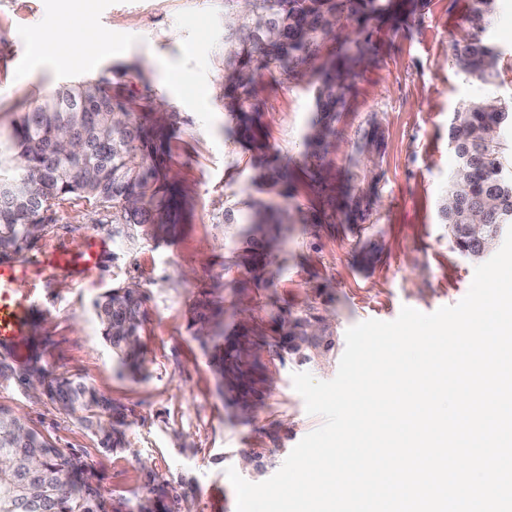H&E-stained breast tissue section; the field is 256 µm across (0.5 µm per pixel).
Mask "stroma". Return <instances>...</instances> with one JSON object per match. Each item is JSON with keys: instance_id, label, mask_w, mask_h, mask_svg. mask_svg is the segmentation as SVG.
I'll list each match as a JSON object with an SVG mask.
<instances>
[{"instance_id": "1", "label": "stroma", "mask_w": 512, "mask_h": 512, "mask_svg": "<svg viewBox=\"0 0 512 512\" xmlns=\"http://www.w3.org/2000/svg\"><path fill=\"white\" fill-rule=\"evenodd\" d=\"M471 0H430L410 30L390 26L374 34L377 52L355 70L327 157L325 184L295 173L289 206L304 216L271 257L270 286L232 272L246 283L242 300L264 321L269 300L286 318L322 317L324 332L299 353H264L276 378L265 407L247 422L230 420L216 393L209 359L188 327L189 309L205 286L223 279L225 206L251 191L247 154L224 134V0H0V131H9L30 102L59 85L96 78L126 66V84L150 92L154 102L187 122L171 144L172 169L186 203L175 237H144L110 248L82 283L58 274L32 291L37 304L26 349L5 358L16 370L0 380V405L28 427L84 459V480L100 487L106 512H126L149 498L143 472L155 485L184 487L191 512H236V493L226 470L258 483L274 475L299 441L323 423L307 414L292 373L333 379L345 349L346 330L360 322L394 320L402 306L431 313L457 304L468 292L476 263L455 247L439 213L455 165L448 130L462 104L488 96L512 102V0H497V20L486 40L504 52L499 75L485 84L451 61L452 43L468 31ZM73 23L68 39L96 29L111 39L95 59L75 66L42 58L28 38L39 28L57 35L64 10ZM267 142L273 153L299 161L314 111L311 83L262 77ZM379 118L385 138L377 171V199L361 224H315L313 215L344 202L346 173L356 132ZM110 211L69 197L55 206L47 231L28 245L32 257L50 246L77 248L92 233L107 235ZM138 282L147 295L141 369L118 375L116 357L103 336L92 303L112 286ZM82 377L87 385L131 411L125 447H99L78 415L47 397L33 396L18 379L32 365ZM263 453L261 467L246 470L242 455Z\"/></svg>"}]
</instances>
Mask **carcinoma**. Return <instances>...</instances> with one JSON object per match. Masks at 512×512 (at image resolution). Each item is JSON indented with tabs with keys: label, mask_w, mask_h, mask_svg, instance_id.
<instances>
[{
	"label": "carcinoma",
	"mask_w": 512,
	"mask_h": 512,
	"mask_svg": "<svg viewBox=\"0 0 512 512\" xmlns=\"http://www.w3.org/2000/svg\"><path fill=\"white\" fill-rule=\"evenodd\" d=\"M497 0H473L467 17L472 37L453 43L452 60L467 76L491 83L501 51L479 37L490 25ZM427 0H224V133L250 154L251 184L278 188L287 199L294 186L290 161L269 154L264 140L259 89L263 72L294 80L317 74L315 118L304 137V176L323 179L322 151L335 132L336 118L355 67L372 52L374 29L407 27ZM350 28L344 56L315 64L317 48L329 33ZM125 68L111 75L64 85L21 113L11 130L0 133V254H20L48 227L47 212L70 194L112 210V242L122 246L141 235L156 238L176 224L180 188L170 165V143L186 122L181 114L124 93ZM512 107L495 96L453 112L449 144L456 165L439 211L457 249L479 260L512 226ZM367 162L376 168L384 142L373 118L360 133ZM350 218L367 210L371 190L355 177ZM294 216L271 201H249L245 209L224 207V224L235 228L224 256V271L265 276L266 249L282 243ZM479 224L476 230L472 225ZM210 292L193 307L190 329L209 355L216 392L231 395L237 416L264 406L270 389L258 343L241 326L230 338L224 326V301ZM147 296L137 283L114 288L94 302L104 339L119 358V374L139 370L141 328ZM279 336L271 348L297 351L321 335L322 318L309 315L287 322L270 314ZM62 410L90 413L88 423L101 448L124 447L111 419L128 417L126 408L78 379L33 367L23 378ZM86 463L52 445L19 417L0 407V512H104L100 490L81 475Z\"/></svg>",
	"instance_id": "carcinoma-1"
}]
</instances>
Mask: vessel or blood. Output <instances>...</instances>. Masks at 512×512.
<instances>
[{"label":"vessel or blood","instance_id":"1","mask_svg":"<svg viewBox=\"0 0 512 512\" xmlns=\"http://www.w3.org/2000/svg\"><path fill=\"white\" fill-rule=\"evenodd\" d=\"M107 246L101 236L87 237L77 249L52 247L36 258H19L0 262V348L16 351L30 334L35 302L21 286L30 281L64 272L77 280L97 269Z\"/></svg>","mask_w":512,"mask_h":512}]
</instances>
